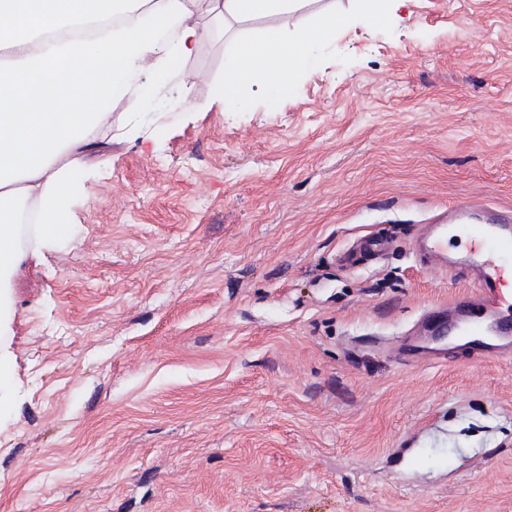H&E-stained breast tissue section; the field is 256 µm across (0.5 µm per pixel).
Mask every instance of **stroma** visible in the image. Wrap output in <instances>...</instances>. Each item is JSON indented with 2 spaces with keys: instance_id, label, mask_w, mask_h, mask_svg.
Returning <instances> with one entry per match:
<instances>
[{
  "instance_id": "stroma-1",
  "label": "stroma",
  "mask_w": 512,
  "mask_h": 512,
  "mask_svg": "<svg viewBox=\"0 0 512 512\" xmlns=\"http://www.w3.org/2000/svg\"><path fill=\"white\" fill-rule=\"evenodd\" d=\"M223 72L205 40L143 140L113 104L72 224L29 225L0 292V512H512V357L400 355L470 288L465 244L435 271L416 235L512 207V0H407L232 112ZM365 235L389 250L342 265Z\"/></svg>"
}]
</instances>
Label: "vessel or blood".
Segmentation results:
<instances>
[{"label": "vessel or blood", "mask_w": 512, "mask_h": 512, "mask_svg": "<svg viewBox=\"0 0 512 512\" xmlns=\"http://www.w3.org/2000/svg\"><path fill=\"white\" fill-rule=\"evenodd\" d=\"M482 213V223L453 227L481 257L473 266L477 288L448 305L433 307L426 320L445 331L460 325L479 358L507 357L512 355V212L486 207ZM420 240L426 261L439 263L444 232L433 225Z\"/></svg>", "instance_id": "b4317fda"}]
</instances>
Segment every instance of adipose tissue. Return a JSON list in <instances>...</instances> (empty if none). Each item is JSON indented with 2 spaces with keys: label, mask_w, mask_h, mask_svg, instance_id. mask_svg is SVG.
Segmentation results:
<instances>
[{
  "label": "adipose tissue",
  "mask_w": 512,
  "mask_h": 512,
  "mask_svg": "<svg viewBox=\"0 0 512 512\" xmlns=\"http://www.w3.org/2000/svg\"><path fill=\"white\" fill-rule=\"evenodd\" d=\"M310 0H0V288L27 253L18 235L26 209L43 232L72 222V179L112 104L147 107L170 68L215 31L255 19L285 21ZM207 10L208 24L198 19ZM347 18L334 6L309 26L234 36L215 95L242 107L253 87L284 93L315 62L313 49Z\"/></svg>",
  "instance_id": "ef3b65f1"
}]
</instances>
